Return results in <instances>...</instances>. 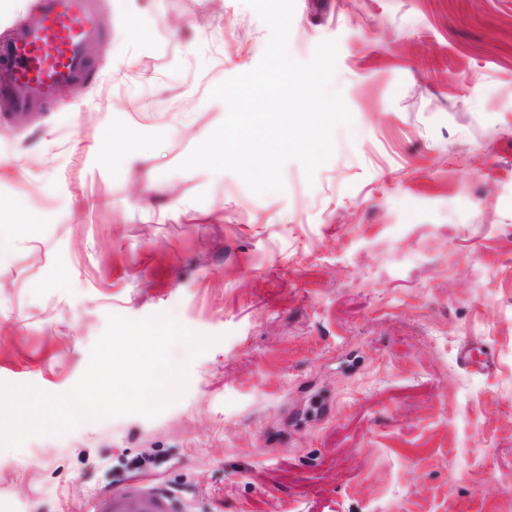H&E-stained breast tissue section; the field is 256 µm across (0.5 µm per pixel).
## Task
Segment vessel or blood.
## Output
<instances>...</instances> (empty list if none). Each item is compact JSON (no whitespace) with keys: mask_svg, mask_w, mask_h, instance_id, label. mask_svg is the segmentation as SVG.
I'll list each match as a JSON object with an SVG mask.
<instances>
[{"mask_svg":"<svg viewBox=\"0 0 512 512\" xmlns=\"http://www.w3.org/2000/svg\"><path fill=\"white\" fill-rule=\"evenodd\" d=\"M102 29L89 0H42L37 24L0 42V104L27 112L52 103L63 87L81 88ZM176 497L140 477L99 496L92 512H179Z\"/></svg>","mask_w":512,"mask_h":512,"instance_id":"vessel-or-blood-1","label":"vessel or blood"}]
</instances>
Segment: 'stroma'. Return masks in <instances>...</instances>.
I'll return each instance as SVG.
<instances>
[{"label": "stroma", "mask_w": 512, "mask_h": 512, "mask_svg": "<svg viewBox=\"0 0 512 512\" xmlns=\"http://www.w3.org/2000/svg\"><path fill=\"white\" fill-rule=\"evenodd\" d=\"M96 76L0 114V383L69 391L108 315L213 337L154 418L0 450V512H91L153 479L190 512H498L512 498V0H295L353 123L254 194L181 162L261 59L240 0H95ZM152 30L138 38L133 19ZM146 160L112 158L104 129ZM39 223L15 222L16 207ZM468 341L493 367L463 366ZM105 133L112 137L116 148L125 156L131 164H137L145 155L144 145L139 136L134 132H122L118 135L114 134L109 128L104 130Z\"/></svg>", "instance_id": "stroma-1"}]
</instances>
